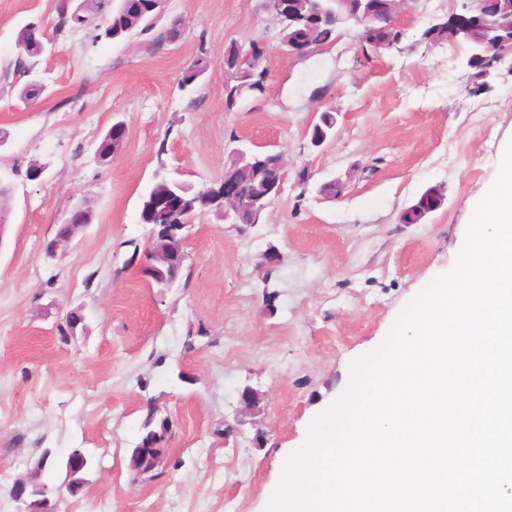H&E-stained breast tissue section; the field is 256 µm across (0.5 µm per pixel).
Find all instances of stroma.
<instances>
[{
  "label": "stroma",
  "instance_id": "stroma-1",
  "mask_svg": "<svg viewBox=\"0 0 512 512\" xmlns=\"http://www.w3.org/2000/svg\"><path fill=\"white\" fill-rule=\"evenodd\" d=\"M464 0H405L400 49L364 54L359 31L306 58L290 56L263 0H165L157 28L185 20L155 48L148 33L59 37L53 0H0V173L13 194L0 235V512L43 451L94 462L78 495L54 512H265L287 457L346 387L350 362L382 343L404 306L449 271L472 208L494 182L512 137V55L474 79L465 43L425 29ZM39 21L56 43L39 59L47 95L23 105L17 33ZM267 52L262 101L224 107V47ZM207 52L194 93L177 79ZM336 134L312 147L321 112ZM126 145L94 158L116 121ZM282 153L281 195L256 224L195 214L189 260L164 292L138 266L151 227L140 197L155 177L200 189L232 149ZM44 172L32 181L33 164ZM307 169V185L296 173ZM335 180L340 196L317 188ZM445 191L421 224L401 212L429 186ZM95 218L66 253L46 242L71 208ZM78 311L76 329L64 316ZM258 397L245 407L243 390ZM172 435L157 475L129 466L147 413Z\"/></svg>",
  "mask_w": 512,
  "mask_h": 512
}]
</instances>
